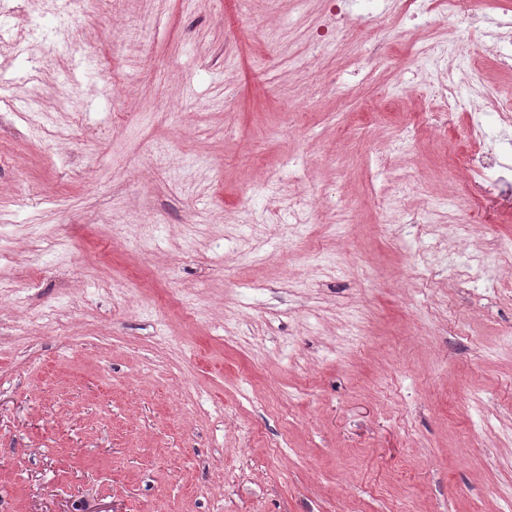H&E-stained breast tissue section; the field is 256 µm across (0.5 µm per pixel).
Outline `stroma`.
Masks as SVG:
<instances>
[{
    "mask_svg": "<svg viewBox=\"0 0 512 512\" xmlns=\"http://www.w3.org/2000/svg\"><path fill=\"white\" fill-rule=\"evenodd\" d=\"M333 4L73 0L0 57V512H512V151L480 190L417 56L512 90V0ZM491 47L504 61L512 59V19L506 18L499 22V30L495 34Z\"/></svg>",
    "mask_w": 512,
    "mask_h": 512,
    "instance_id": "obj_1",
    "label": "stroma"
}]
</instances>
